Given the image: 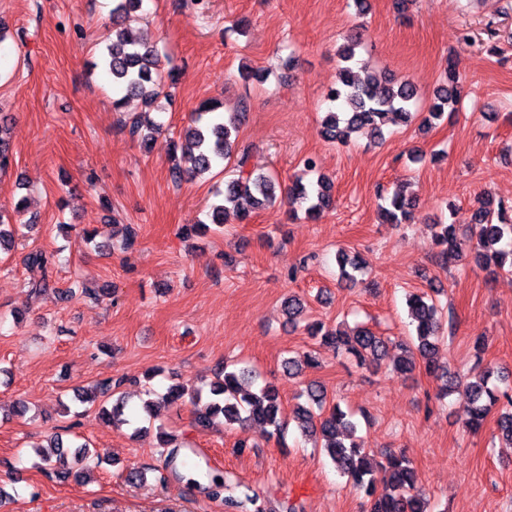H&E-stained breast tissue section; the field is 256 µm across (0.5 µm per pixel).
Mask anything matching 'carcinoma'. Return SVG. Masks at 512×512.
<instances>
[{
	"label": "carcinoma",
	"mask_w": 512,
	"mask_h": 512,
	"mask_svg": "<svg viewBox=\"0 0 512 512\" xmlns=\"http://www.w3.org/2000/svg\"><path fill=\"white\" fill-rule=\"evenodd\" d=\"M142 6V0H113L112 38L106 46L102 65L112 80V88L118 97L112 99L115 111H120L125 100L139 97L145 107L143 114L121 120V126L130 138L144 150L150 152L157 143L160 125L149 118L156 109L158 97L164 93L157 49L147 43H140L128 35L125 28L130 14ZM360 34L348 37L346 44L338 50L340 63L336 87L327 94L335 107L326 112L321 123L323 137L331 142L345 144L350 135L367 129L374 138H383V127L408 124L418 116L414 112L417 104V90L405 77H386L364 66H358L356 48L360 46ZM463 81L456 64L448 63V84L435 92V102L422 118V128L428 129L432 121L439 120L445 108H454L461 97ZM222 104L214 101L201 105L194 113L191 123L184 130L180 148L192 163L193 173L204 174L213 166L224 161H233L230 178L224 182L222 199L210 205L207 217L213 224H222L229 214L243 221L255 211L277 200L280 185L277 180L264 173L248 168L249 153L239 149L237 143L240 126L249 112L243 102L237 111L224 113ZM5 124H0V172L11 165L12 153L5 137ZM332 181L320 175L308 183L296 180L289 188V194L306 205L310 216L320 214L331 203ZM412 202L396 193L385 198L379 207L385 224H402L412 218ZM476 223L469 232H459L454 224L433 225V241L442 258L453 263L464 256L473 258L476 266L489 271L492 276L501 271L512 272V215L503 203H494L490 194L478 200ZM21 226L6 224L0 218V250L15 248L16 237ZM336 261L341 278L354 282L364 268L363 260L346 250L337 252ZM409 317L415 325L416 342L403 348V354L393 359V371L408 376L423 365L427 374L443 381L439 397L444 399L453 391L454 379L448 367L440 365V319L438 307L425 300V296L412 294L407 300ZM288 322L296 324L304 309L300 298L290 296L283 302ZM314 338L336 345L358 363L370 361L375 364L388 355L389 340L376 335L371 329L360 326L348 334L340 329L327 328L318 323L310 330ZM318 366L315 357L306 352L303 359L290 358L284 363L285 372L295 378L302 374V364ZM259 377L242 368L230 371L222 368L209 385V399L202 400V391H189L181 386H172L158 400L145 402L143 412L146 418H156L159 409L191 395L194 405L201 406L195 416V424L208 429L222 420L227 425L259 422L272 428V433L283 434L285 422L280 416V395L277 388L268 383H258ZM468 426L478 431L492 409H498L495 437L507 447H512V373L498 368H487L474 377L466 388ZM302 396L305 403L297 404L293 411L302 435L314 440L330 458L336 470L347 477L356 489L364 491L368 498V512H428V504L417 492L419 474L412 462L403 455L389 454L385 462L377 463L357 436V423L353 414L343 410L339 404L327 405L326 388L315 382L306 385ZM80 436L65 442L56 438L50 443L51 450L38 452L39 467L45 473L86 482L89 473V446L79 442ZM162 447L168 449L167 461L175 463L183 444L165 431H160ZM181 465L196 469L199 462L187 456ZM388 472L387 492L376 490L377 469ZM210 494L222 499L241 512H272L268 502L260 500L257 493L238 491V486L217 482L212 478Z\"/></svg>",
	"instance_id": "carcinoma-1"
}]
</instances>
